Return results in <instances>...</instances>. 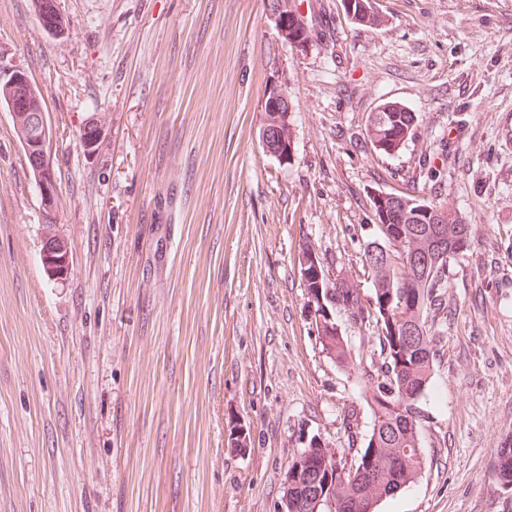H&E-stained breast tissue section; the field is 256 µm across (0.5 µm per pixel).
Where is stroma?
<instances>
[{
  "mask_svg": "<svg viewBox=\"0 0 512 512\" xmlns=\"http://www.w3.org/2000/svg\"><path fill=\"white\" fill-rule=\"evenodd\" d=\"M0 0V55L41 89L56 130L66 280L41 263L42 208L0 109V512H275L318 435L348 447L372 416L374 327L337 320L356 353L321 351L298 256L362 295L373 191L423 194L468 224L446 271L444 350L422 400L421 478L378 512H512L491 463L512 440V0H302L304 49L267 0ZM285 87L294 155L259 140ZM394 99L417 114L394 157L366 139ZM105 123L96 154L80 141ZM430 160L437 181L421 177ZM249 428L228 451L230 421ZM32 2L33 6L35 3L37 13L44 22L39 18L43 28L45 25L46 30L56 36H62L67 32V22L64 16L57 10L55 0H36ZM282 0H268V12L271 21L274 23L275 28L280 35V37L288 44L293 46L294 48H302L305 47L307 40L302 41V38L304 35H302L300 38H296L297 34H292L289 36V33L295 30V27L288 28V17L290 18L292 14V19L295 21H299L301 32L304 30H307L306 20L304 15L299 11V8L297 7V12H293V9L289 6V3L291 0H287L285 2L288 3V9H285V12L288 11V13H283V8L281 6ZM293 12V13H292ZM300 28H296V33H300ZM344 9L347 16L357 24L373 27L378 22L371 0H344ZM104 124L97 114H92L87 117L82 125V143L84 150L93 155L99 148V145L104 140Z\"/></svg>",
  "mask_w": 512,
  "mask_h": 512,
  "instance_id": "1",
  "label": "stroma"
}]
</instances>
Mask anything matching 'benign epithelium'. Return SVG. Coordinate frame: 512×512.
I'll return each instance as SVG.
<instances>
[{
  "label": "benign epithelium",
  "instance_id": "obj_1",
  "mask_svg": "<svg viewBox=\"0 0 512 512\" xmlns=\"http://www.w3.org/2000/svg\"><path fill=\"white\" fill-rule=\"evenodd\" d=\"M37 13L46 30L56 36L67 32V22L57 10L56 0H35ZM268 12L280 37L295 48L306 42L297 37L288 19L306 30L304 15L297 11L283 12L279 0H268ZM264 104L269 108H287L292 111L288 91L280 85L269 88ZM0 107L9 111L15 121V134L22 146L26 167L33 177L43 211L41 262L47 276L55 281L65 279L70 272V247L67 239L56 230L58 193L55 170L51 158L54 129L49 120L45 99L39 94L27 70L0 56ZM84 150L93 155L104 140V124L97 114L87 117L81 128Z\"/></svg>",
  "mask_w": 512,
  "mask_h": 512
}]
</instances>
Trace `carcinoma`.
Listing matches in <instances>:
<instances>
[{
	"label": "carcinoma",
	"instance_id": "carcinoma-1",
	"mask_svg": "<svg viewBox=\"0 0 512 512\" xmlns=\"http://www.w3.org/2000/svg\"><path fill=\"white\" fill-rule=\"evenodd\" d=\"M344 9L357 24L373 27L378 22L371 0H344ZM416 122L409 107L386 101L368 116V141L375 151L395 155L414 134ZM262 123L273 130L270 149L291 141L286 110L263 108ZM370 202L372 221L387 252V258L378 260L370 246L363 249L371 296H362L340 277L331 288L325 274L302 285L307 292L322 290L325 303L343 311L353 324L377 327L379 355L367 371L370 386L365 393L372 426L352 453L312 437L284 473L280 504L286 512H329V502L338 505L334 512L351 507L354 512H378L382 501L423 473L421 399L440 352L429 320L445 311L446 269L471 248V234L469 225L425 197L380 192ZM414 258L427 260L428 267L415 265ZM314 322L322 352L341 366L353 365L355 351L337 321L316 316ZM402 327L415 331L408 343L396 337ZM493 473L500 492L512 498V443L497 449Z\"/></svg>",
	"mask_w": 512,
	"mask_h": 512
}]
</instances>
